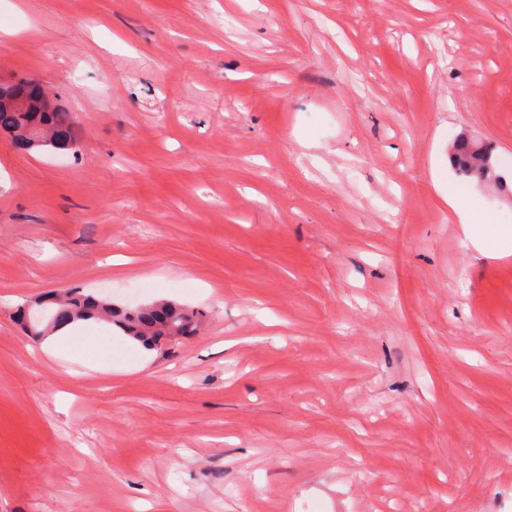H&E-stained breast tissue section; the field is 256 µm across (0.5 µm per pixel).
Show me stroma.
I'll list each match as a JSON object with an SVG mask.
<instances>
[{
    "label": "stroma",
    "mask_w": 512,
    "mask_h": 512,
    "mask_svg": "<svg viewBox=\"0 0 512 512\" xmlns=\"http://www.w3.org/2000/svg\"><path fill=\"white\" fill-rule=\"evenodd\" d=\"M21 76L78 149L0 134V512H512V182L450 160L512 174V0H0ZM65 288L199 330L47 355ZM478 144L471 143L465 140L457 142L454 146V150L451 152L454 165L457 171V174L462 177L464 180H473V178H477L475 172V165L478 158H483L489 162L491 167V172L486 175L485 182H498L497 184L503 185V181L505 178L503 175L497 173L496 171V163L493 157L491 149L488 147L478 145L480 147L479 151H473L472 147H475Z\"/></svg>",
    "instance_id": "obj_1"
}]
</instances>
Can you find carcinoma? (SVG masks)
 <instances>
[{
	"mask_svg": "<svg viewBox=\"0 0 512 512\" xmlns=\"http://www.w3.org/2000/svg\"><path fill=\"white\" fill-rule=\"evenodd\" d=\"M27 122L42 128V137L48 139L52 147L71 151L78 148L68 112L59 109L55 112L34 111L24 115L0 106V131L12 135L15 143L32 148L34 144L25 131ZM472 147L474 144L465 140L455 144L451 155L457 174L465 180H472L476 177L477 159L483 158L491 167L486 181L503 184L505 178L496 171L491 149L482 146L474 151ZM42 299L44 306L53 309V312L45 326L34 328V336H46L71 320L92 317L105 319L120 327L126 335L155 346L166 336H191L196 333L199 325V318L194 311L168 300L135 309L118 308L106 303L104 298L77 289L44 295Z\"/></svg>",
	"mask_w": 512,
	"mask_h": 512,
	"instance_id": "1",
	"label": "carcinoma"
}]
</instances>
